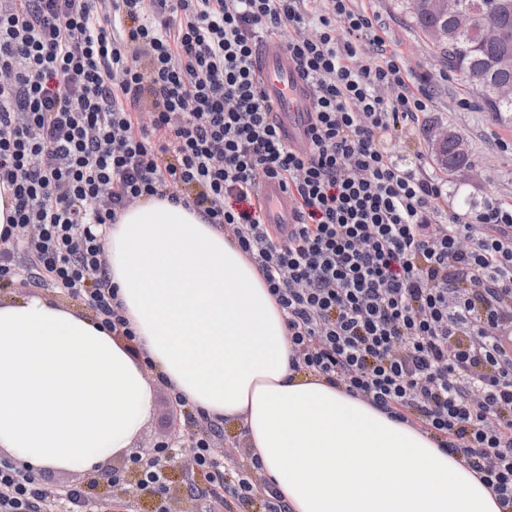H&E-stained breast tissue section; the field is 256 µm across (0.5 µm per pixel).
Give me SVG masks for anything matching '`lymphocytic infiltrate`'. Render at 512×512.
<instances>
[{
  "label": "lymphocytic infiltrate",
  "instance_id": "f902f5d3",
  "mask_svg": "<svg viewBox=\"0 0 512 512\" xmlns=\"http://www.w3.org/2000/svg\"><path fill=\"white\" fill-rule=\"evenodd\" d=\"M286 28L312 92L302 151L257 76L259 45ZM379 29L353 0H0V191L13 208L0 281L28 272L136 341L107 232L145 198L182 202L257 265L294 370L414 416L512 512V207L441 221V180L387 146L432 96ZM267 178L294 200V224L266 223ZM219 432L191 442L193 467L287 512L256 459L225 467ZM84 498L0 465V512H77Z\"/></svg>",
  "mask_w": 512,
  "mask_h": 512
}]
</instances>
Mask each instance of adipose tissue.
<instances>
[{"mask_svg": "<svg viewBox=\"0 0 512 512\" xmlns=\"http://www.w3.org/2000/svg\"><path fill=\"white\" fill-rule=\"evenodd\" d=\"M106 248L157 372L210 419L242 423L290 512H501L429 434L293 371L282 312L223 227L149 198ZM152 407V380L98 320L39 298L0 304V452L95 471L104 453L129 450Z\"/></svg>", "mask_w": 512, "mask_h": 512, "instance_id": "ef3b65f1", "label": "adipose tissue"}]
</instances>
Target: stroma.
<instances>
[{
  "instance_id": "1",
  "label": "stroma",
  "mask_w": 512,
  "mask_h": 512,
  "mask_svg": "<svg viewBox=\"0 0 512 512\" xmlns=\"http://www.w3.org/2000/svg\"><path fill=\"white\" fill-rule=\"evenodd\" d=\"M355 6L377 17L387 49L403 59L414 82H428L432 89V102L422 123L396 131L388 141L389 149L399 156L419 158L427 170H437L429 151V132L438 125L453 127L468 141L472 167L463 175H444L448 214L471 218L485 202L512 204V124H500L480 110L477 94L449 73L435 44L413 26L397 0H356ZM30 296L70 305L88 315L93 312L87 302L52 287H35L19 278L0 282L1 301ZM174 423L197 433L206 428L200 413L173 405L170 391L156 384L153 412L141 431L139 445L153 447L168 440Z\"/></svg>"
}]
</instances>
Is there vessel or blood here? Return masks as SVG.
Wrapping results in <instances>:
<instances>
[{
  "label": "vessel or blood",
  "instance_id": "vessel-or-blood-1",
  "mask_svg": "<svg viewBox=\"0 0 512 512\" xmlns=\"http://www.w3.org/2000/svg\"><path fill=\"white\" fill-rule=\"evenodd\" d=\"M257 66L265 93L274 105L272 118L282 137L292 147H305L311 96L302 85L288 56L285 39L276 37L263 43L259 49ZM258 192L266 205L267 223H292L293 204L278 181H262Z\"/></svg>",
  "mask_w": 512,
  "mask_h": 512
}]
</instances>
